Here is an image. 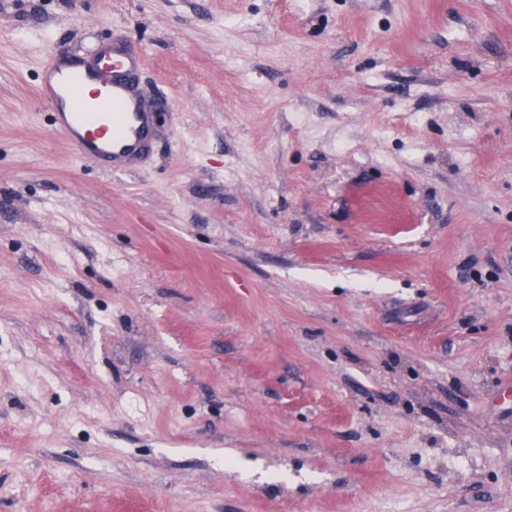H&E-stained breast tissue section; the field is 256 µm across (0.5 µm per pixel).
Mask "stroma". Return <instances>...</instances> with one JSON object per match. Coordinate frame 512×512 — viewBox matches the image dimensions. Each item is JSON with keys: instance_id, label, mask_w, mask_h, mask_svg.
<instances>
[{"instance_id": "1", "label": "stroma", "mask_w": 512, "mask_h": 512, "mask_svg": "<svg viewBox=\"0 0 512 512\" xmlns=\"http://www.w3.org/2000/svg\"><path fill=\"white\" fill-rule=\"evenodd\" d=\"M507 380L512 0H0V512H512ZM104 57H109L104 62ZM143 59L101 49L91 60H65L50 53L41 77V98L55 129L76 154L113 170L125 169L144 156L154 136L155 116L146 110L134 83ZM86 85L96 91L84 96Z\"/></svg>"}]
</instances>
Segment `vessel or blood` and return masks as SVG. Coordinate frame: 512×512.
<instances>
[{
	"mask_svg": "<svg viewBox=\"0 0 512 512\" xmlns=\"http://www.w3.org/2000/svg\"><path fill=\"white\" fill-rule=\"evenodd\" d=\"M140 55L100 50L93 59L71 61L50 53L41 77V98L55 129L76 154L115 170L146 153L155 116L146 110L134 83Z\"/></svg>",
	"mask_w": 512,
	"mask_h": 512,
	"instance_id": "1",
	"label": "vessel or blood"
}]
</instances>
